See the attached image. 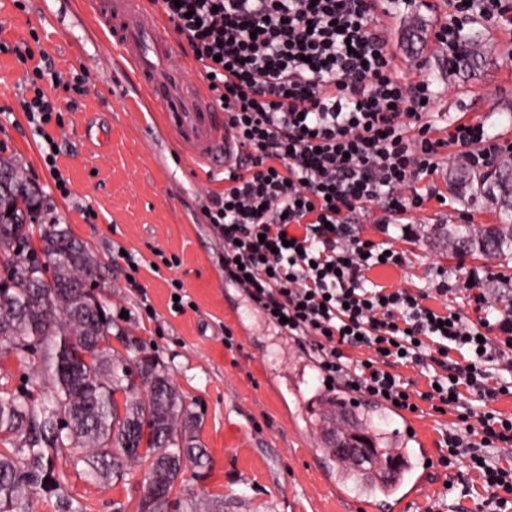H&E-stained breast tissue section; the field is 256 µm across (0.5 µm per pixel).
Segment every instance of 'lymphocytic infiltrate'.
Segmentation results:
<instances>
[{
    "instance_id": "1",
    "label": "lymphocytic infiltrate",
    "mask_w": 512,
    "mask_h": 512,
    "mask_svg": "<svg viewBox=\"0 0 512 512\" xmlns=\"http://www.w3.org/2000/svg\"><path fill=\"white\" fill-rule=\"evenodd\" d=\"M186 43L213 102L243 147L238 173L206 210L224 233V278L246 288L271 322L312 338L323 382L410 411L453 409L437 463L477 512H512V304L479 282L440 277L422 288H392L370 274L399 268L397 249L361 239L359 217L380 210L381 233L406 230L423 208L414 182L441 165L489 166L512 146L483 124L458 123L430 135L427 80L399 77L377 31L401 0H151ZM454 23L436 39L456 51L459 20L512 11V0H451ZM41 136L43 161L60 193L55 139L45 130L56 102L36 90L21 104ZM462 295L481 316L448 302ZM367 349L353 359L352 348ZM419 371L417 389L405 370Z\"/></svg>"
}]
</instances>
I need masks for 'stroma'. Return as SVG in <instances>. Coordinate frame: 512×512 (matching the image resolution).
Wrapping results in <instances>:
<instances>
[{"instance_id": "obj_1", "label": "stroma", "mask_w": 512, "mask_h": 512, "mask_svg": "<svg viewBox=\"0 0 512 512\" xmlns=\"http://www.w3.org/2000/svg\"><path fill=\"white\" fill-rule=\"evenodd\" d=\"M452 8L449 0H408L378 26L410 81L428 80L435 97L429 119L436 136L456 121L484 123L500 142L512 144V14L465 20L463 35L480 36L481 59L449 68L436 42ZM0 40L30 48L32 58L0 55V152L13 156L47 203L45 220L66 227L100 261L95 294L130 350H154L198 416V438L208 453L203 476L186 473L173 494L206 498L215 512H350L322 478L335 474L327 424L329 399L371 411L392 443L418 462L416 435L395 412L344 391L326 390L311 341L284 333L240 288L224 284V235L205 209L224 185L181 159L156 112L129 86L126 74L107 63V42L85 0H0ZM54 62L56 80H37L38 52ZM87 71V92L70 90L74 74ZM56 98L61 124L48 132L62 142L58 167L68 181L61 196L45 169L41 137L31 130L21 102L34 88ZM454 167L418 179V192L437 186L442 200L414 214V233L395 240L402 268L374 274L387 286L424 287L438 269L456 275L477 270L494 298L512 300V257L455 256L432 224H495L496 204L454 185ZM143 259L131 271L118 249ZM138 286L130 288L127 277ZM189 306L171 308L173 281ZM232 342H225V334ZM148 462L132 465L121 482L92 481L65 468L66 492L82 512H134L145 491Z\"/></svg>"}]
</instances>
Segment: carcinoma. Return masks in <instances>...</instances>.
Listing matches in <instances>:
<instances>
[{
    "label": "carcinoma",
    "instance_id": "cac0c4a2",
    "mask_svg": "<svg viewBox=\"0 0 512 512\" xmlns=\"http://www.w3.org/2000/svg\"><path fill=\"white\" fill-rule=\"evenodd\" d=\"M480 56L477 41L465 38L454 65ZM512 179V158L495 176L456 169V180L473 194L494 201L502 223L433 224L431 235L448 240L459 254L499 257L512 254V196L502 182ZM41 192L29 188L18 163L0 156V355L30 357L34 376L14 392L0 395V512H23L32 494L59 497L65 512H80L63 494V460L91 480L123 479L128 467L151 460L136 512H170L178 480L207 466L197 437L198 421L169 371L151 355L136 359L112 348V320L101 304L90 305L85 287L97 280L99 263L68 229L53 225L40 233L35 250L30 237L42 223ZM26 336L36 341L27 353L16 346ZM336 417H348L384 453L387 436L371 415L350 413L336 403ZM340 480L369 492L375 475L336 459Z\"/></svg>",
    "mask_w": 512,
    "mask_h": 512
}]
</instances>
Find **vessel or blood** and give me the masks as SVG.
<instances>
[{
  "label": "vessel or blood",
  "instance_id": "b4317fda",
  "mask_svg": "<svg viewBox=\"0 0 512 512\" xmlns=\"http://www.w3.org/2000/svg\"><path fill=\"white\" fill-rule=\"evenodd\" d=\"M92 8L101 30L114 40L135 84L161 112L186 158L213 175L233 170L238 147L224 127V114L213 107L207 92L170 66L178 45L148 0H93ZM431 475L427 466L415 474L396 502L398 512H406L410 503L429 492Z\"/></svg>",
  "mask_w": 512,
  "mask_h": 512
}]
</instances>
